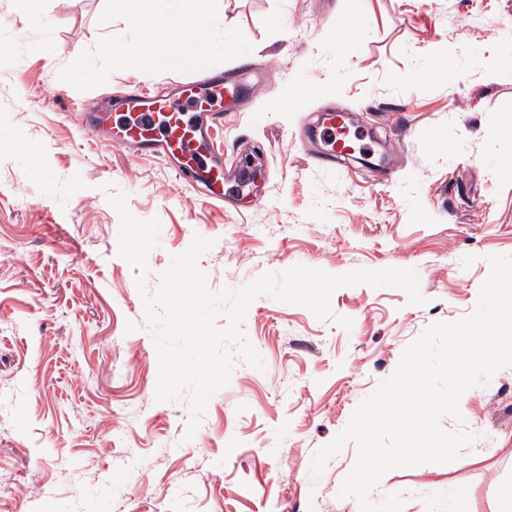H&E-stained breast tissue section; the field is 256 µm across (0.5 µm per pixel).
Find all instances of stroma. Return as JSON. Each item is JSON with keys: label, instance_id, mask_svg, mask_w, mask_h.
<instances>
[{"label": "stroma", "instance_id": "obj_1", "mask_svg": "<svg viewBox=\"0 0 512 512\" xmlns=\"http://www.w3.org/2000/svg\"><path fill=\"white\" fill-rule=\"evenodd\" d=\"M106 0H0V512H353L340 497L358 448L314 471L317 451L400 364L429 326L475 311L490 256H512V0H218L242 58L198 69L268 68L224 111L215 142L235 169L253 155L250 191L198 200L164 161L86 137L83 114L132 88L159 93L183 71L113 72L78 91L59 70L99 39ZM305 92L304 111L291 94ZM336 106L371 133L389 169L325 167L297 136ZM126 197L157 219L144 288L118 254ZM211 293L302 265L342 275L412 268L423 304L397 287L343 286L331 317L267 295L241 330L263 362L232 357L226 386L188 434L189 392L158 401V356L144 313L160 275L194 237ZM512 367L441 421L474 436L448 464L396 468L373 502L496 512L512 483Z\"/></svg>", "mask_w": 512, "mask_h": 512}]
</instances>
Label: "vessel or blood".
Here are the masks:
<instances>
[{"label":"vessel or blood","mask_w":512,"mask_h":512,"mask_svg":"<svg viewBox=\"0 0 512 512\" xmlns=\"http://www.w3.org/2000/svg\"><path fill=\"white\" fill-rule=\"evenodd\" d=\"M243 94L234 79L180 82L178 98L134 91L116 96L110 110L100 112L88 127L91 138L117 144L133 153L169 160L180 179L202 189L210 202L224 199V162L211 146L210 128L220 117L221 104ZM348 113L331 108L306 126L304 138L321 164L332 166L350 155L345 140L336 136Z\"/></svg>","instance_id":"obj_1"}]
</instances>
